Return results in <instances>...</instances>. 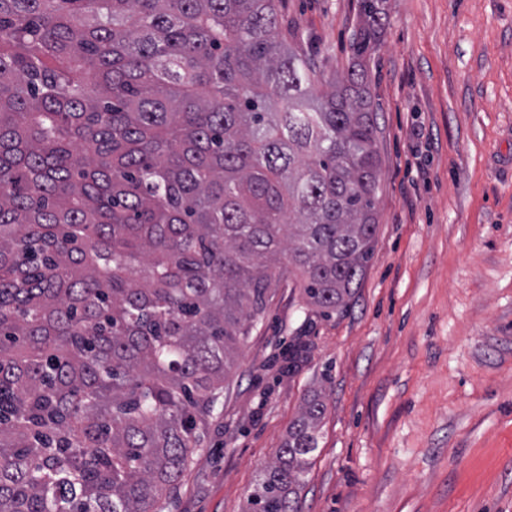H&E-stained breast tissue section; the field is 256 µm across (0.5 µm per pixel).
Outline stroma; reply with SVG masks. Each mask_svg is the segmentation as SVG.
Wrapping results in <instances>:
<instances>
[{
  "mask_svg": "<svg viewBox=\"0 0 512 512\" xmlns=\"http://www.w3.org/2000/svg\"><path fill=\"white\" fill-rule=\"evenodd\" d=\"M378 5L373 258L327 316L272 289L158 512H244L317 394L301 512H512V0ZM281 11L326 72L347 68L358 0Z\"/></svg>",
  "mask_w": 512,
  "mask_h": 512,
  "instance_id": "35a3bbf8",
  "label": "stroma"
}]
</instances>
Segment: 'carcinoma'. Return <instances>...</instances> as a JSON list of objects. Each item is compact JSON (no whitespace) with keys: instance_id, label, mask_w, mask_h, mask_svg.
Here are the masks:
<instances>
[{"instance_id":"cac0c4a2","label":"carcinoma","mask_w":512,"mask_h":512,"mask_svg":"<svg viewBox=\"0 0 512 512\" xmlns=\"http://www.w3.org/2000/svg\"><path fill=\"white\" fill-rule=\"evenodd\" d=\"M280 0H0V512H156L280 259L345 308L381 186L360 0L331 77ZM307 400L246 512H299Z\"/></svg>"}]
</instances>
